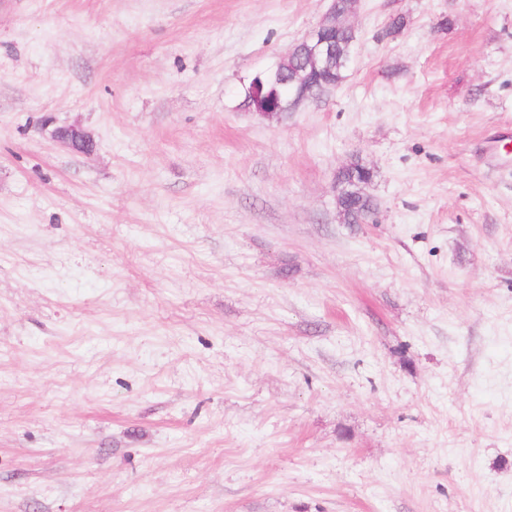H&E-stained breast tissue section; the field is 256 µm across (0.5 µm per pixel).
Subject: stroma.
Listing matches in <instances>:
<instances>
[{"mask_svg": "<svg viewBox=\"0 0 512 512\" xmlns=\"http://www.w3.org/2000/svg\"><path fill=\"white\" fill-rule=\"evenodd\" d=\"M327 7L0 0V512H512V0ZM328 8L324 18L318 27L304 40L298 43L286 58L292 59L297 56H305L311 66L308 74H300L296 72L291 80L282 81L280 64L277 63L273 68L257 74L252 78L249 85L245 88V94L248 96L258 97L259 89L264 86L265 82H272L276 85H282L291 82L293 86L288 90V103L283 106L279 99L269 104L265 109L257 107L256 112L267 118H277L281 112L296 111L301 105L311 98L325 92L336 85L322 86L321 83L312 77V71L324 69L328 62L336 56L335 63H331L328 76L336 84L341 83L344 79L345 68L341 65V54L345 51V43L348 37L340 34L337 46L336 39L333 37L336 29V0L328 1Z\"/></svg>", "mask_w": 512, "mask_h": 512, "instance_id": "1", "label": "stroma"}]
</instances>
